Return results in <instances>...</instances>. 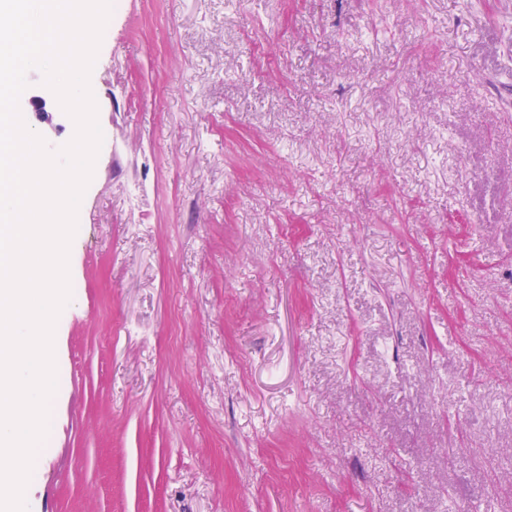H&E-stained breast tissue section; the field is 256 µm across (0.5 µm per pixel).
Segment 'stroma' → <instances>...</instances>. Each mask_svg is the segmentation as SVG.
I'll list each match as a JSON object with an SVG mask.
<instances>
[{"instance_id":"35a3bbf8","label":"stroma","mask_w":512,"mask_h":512,"mask_svg":"<svg viewBox=\"0 0 512 512\" xmlns=\"http://www.w3.org/2000/svg\"><path fill=\"white\" fill-rule=\"evenodd\" d=\"M108 27L28 512H512V0Z\"/></svg>"}]
</instances>
